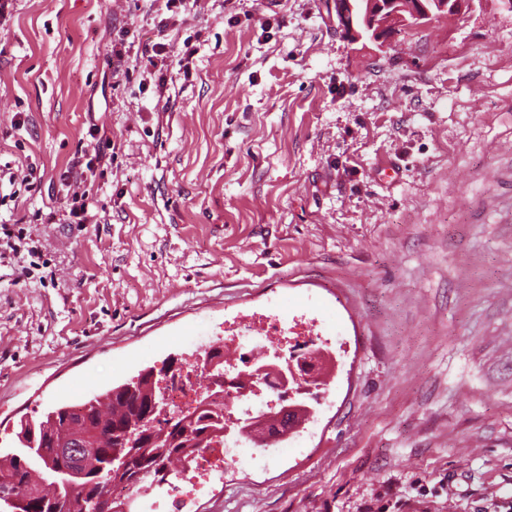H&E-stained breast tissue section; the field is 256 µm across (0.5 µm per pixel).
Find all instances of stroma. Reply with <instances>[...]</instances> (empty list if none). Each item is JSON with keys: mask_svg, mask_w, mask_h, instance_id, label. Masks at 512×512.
<instances>
[{"mask_svg": "<svg viewBox=\"0 0 512 512\" xmlns=\"http://www.w3.org/2000/svg\"><path fill=\"white\" fill-rule=\"evenodd\" d=\"M0 165L52 271L0 280V454L21 419L248 326L313 324L332 357L299 433L174 512H506L512 505V11L471 0L346 41L326 0H202L157 106L113 41L162 0H12ZM24 127H15V120ZM97 125L101 141L91 139ZM99 221L43 224L77 156ZM8 165H4L5 170L0 169V181L2 182V173H4L3 177L8 175V183L10 186H12V190L9 194L2 195L0 197V206H3V202H5V199L8 197L10 201L16 202V199L19 197V190L17 189L18 185L20 188L24 186V190L27 192L31 191L32 186H34L33 179H37L36 172L37 167L28 166L27 172L17 170L16 172L10 171L11 168L7 167ZM16 188V189H15Z\"/></svg>", "mask_w": 512, "mask_h": 512, "instance_id": "obj_1", "label": "stroma"}]
</instances>
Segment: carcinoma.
Listing matches in <instances>:
<instances>
[{"label": "carcinoma", "instance_id": "obj_1", "mask_svg": "<svg viewBox=\"0 0 512 512\" xmlns=\"http://www.w3.org/2000/svg\"><path fill=\"white\" fill-rule=\"evenodd\" d=\"M152 370H143L135 380L116 385L102 395L78 404L60 405L36 419H23L16 433L15 451L0 457V486L13 480L18 494L38 503L39 512H81L82 505L112 494V488L98 481V473L112 468V453L126 458L133 474L148 470L161 472L164 463L186 462L196 448L224 432V402L207 397L193 414L183 416L176 428L165 432L157 420L145 426L134 439L124 437L128 423L150 410L160 391L151 379ZM35 446L59 464L82 474L71 493L56 495L46 491L43 470L24 453Z\"/></svg>", "mask_w": 512, "mask_h": 512}]
</instances>
